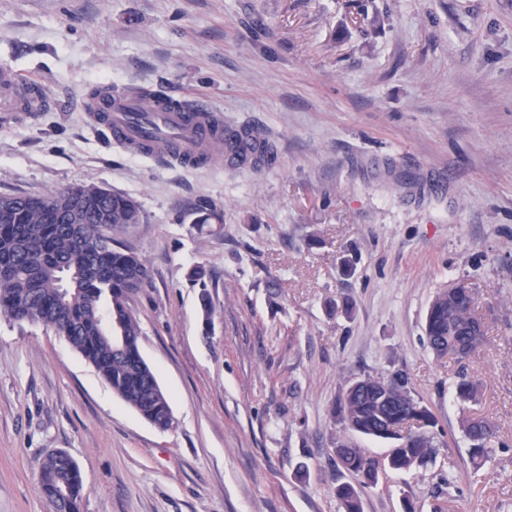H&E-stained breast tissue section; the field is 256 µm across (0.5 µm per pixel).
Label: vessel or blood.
Here are the masks:
<instances>
[{
  "label": "vessel or blood",
  "mask_w": 512,
  "mask_h": 512,
  "mask_svg": "<svg viewBox=\"0 0 512 512\" xmlns=\"http://www.w3.org/2000/svg\"><path fill=\"white\" fill-rule=\"evenodd\" d=\"M49 102L38 84L0 67V112H38ZM83 109L91 124L108 129L113 144L135 155L189 169L218 155L231 167L256 161L252 141L225 128L221 111L202 100L104 86L87 98Z\"/></svg>",
  "instance_id": "vessel-or-blood-1"
}]
</instances>
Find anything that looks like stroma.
<instances>
[{
  "label": "stroma",
  "mask_w": 512,
  "mask_h": 512,
  "mask_svg": "<svg viewBox=\"0 0 512 512\" xmlns=\"http://www.w3.org/2000/svg\"><path fill=\"white\" fill-rule=\"evenodd\" d=\"M0 64L51 97L0 120V194L95 185L141 205L116 238L147 261L130 308L174 419L155 427L53 330L0 317V512H53V450L80 468V512H340L333 405L396 371L436 454L363 489V512H512V0H0ZM105 85L203 97L275 159L125 152L78 109ZM212 210L223 223L198 225ZM458 281L486 321L464 363L423 332ZM464 368L477 401L454 397ZM466 416L496 426L478 468Z\"/></svg>",
  "instance_id": "stroma-1"
}]
</instances>
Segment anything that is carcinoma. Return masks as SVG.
I'll list each match as a JSON object with an SVG mask.
<instances>
[{
  "instance_id": "carcinoma-1",
  "label": "carcinoma",
  "mask_w": 512,
  "mask_h": 512,
  "mask_svg": "<svg viewBox=\"0 0 512 512\" xmlns=\"http://www.w3.org/2000/svg\"><path fill=\"white\" fill-rule=\"evenodd\" d=\"M71 189L46 195L0 198V315L15 322L40 323L60 334L120 399L162 429L172 427L163 414L157 378L138 355V321L128 297L147 281L148 268L139 255L117 246L112 234L142 222L139 202L126 195H101L95 186L81 187L82 206L73 208ZM122 325L127 344L112 343V318ZM427 347L438 358L470 357L485 335L476 315L474 290L466 285L443 289L431 300L425 319ZM479 383L461 373L456 399H476ZM333 415L343 429L380 440H398L380 459L351 441L338 442L336 465L356 483L336 485L342 512H363L361 489L378 482L379 471H410L425 466L435 454L436 424L431 409L417 398L405 374L365 376L347 383L336 398ZM471 455L484 457L494 429L485 419L460 420ZM61 473L54 453L39 471L42 495L59 512H80L83 489L69 497L60 493Z\"/></svg>"
}]
</instances>
